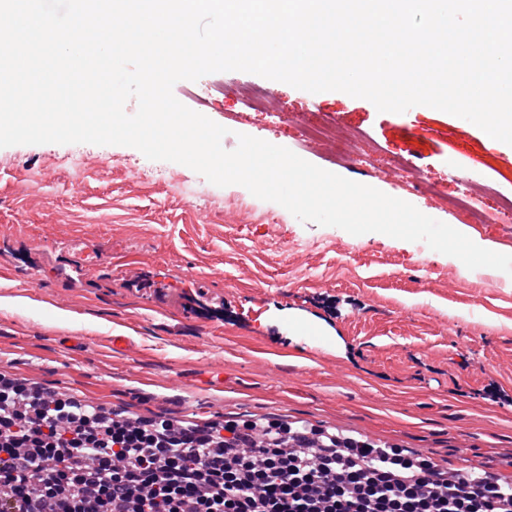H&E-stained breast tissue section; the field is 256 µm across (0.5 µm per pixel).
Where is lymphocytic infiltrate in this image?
<instances>
[{"mask_svg":"<svg viewBox=\"0 0 512 512\" xmlns=\"http://www.w3.org/2000/svg\"><path fill=\"white\" fill-rule=\"evenodd\" d=\"M267 430L259 448L245 423L133 422L0 378V512H512L497 474Z\"/></svg>","mask_w":512,"mask_h":512,"instance_id":"f902f5d3","label":"lymphocytic infiltrate"}]
</instances>
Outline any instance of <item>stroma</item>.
I'll use <instances>...</instances> for the list:
<instances>
[{
  "label": "stroma",
  "instance_id": "stroma-1",
  "mask_svg": "<svg viewBox=\"0 0 512 512\" xmlns=\"http://www.w3.org/2000/svg\"><path fill=\"white\" fill-rule=\"evenodd\" d=\"M252 89L267 96L256 109ZM173 94L227 128L225 150L241 133L287 147L504 250V225L472 228L446 205L464 192L489 206L512 198V146L462 118L381 113L337 91L312 99L241 71ZM317 121L355 149L303 145ZM402 156L435 194L408 190L393 168ZM149 164L120 145L0 148V298L14 301L0 307L1 374L141 421H300L512 479V406L482 396L492 382L512 394V281L382 233L300 222L182 164L162 162L169 179L150 181ZM79 238L102 248L82 277ZM115 335L129 338L125 353Z\"/></svg>",
  "mask_w": 512,
  "mask_h": 512
}]
</instances>
